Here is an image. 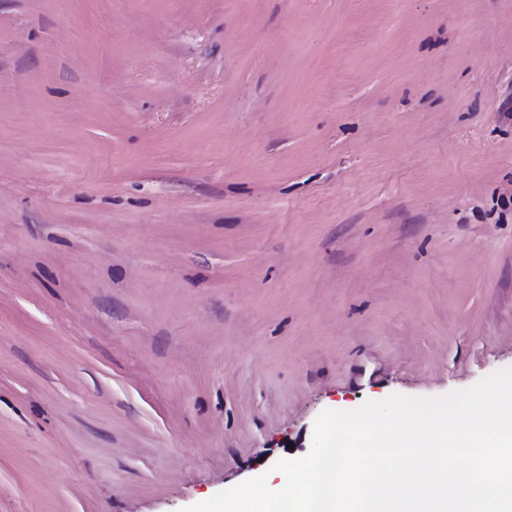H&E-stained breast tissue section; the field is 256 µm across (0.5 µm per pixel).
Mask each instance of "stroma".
Here are the masks:
<instances>
[{
    "label": "stroma",
    "mask_w": 512,
    "mask_h": 512,
    "mask_svg": "<svg viewBox=\"0 0 512 512\" xmlns=\"http://www.w3.org/2000/svg\"><path fill=\"white\" fill-rule=\"evenodd\" d=\"M505 368L512 0H0V512H181Z\"/></svg>",
    "instance_id": "obj_1"
}]
</instances>
